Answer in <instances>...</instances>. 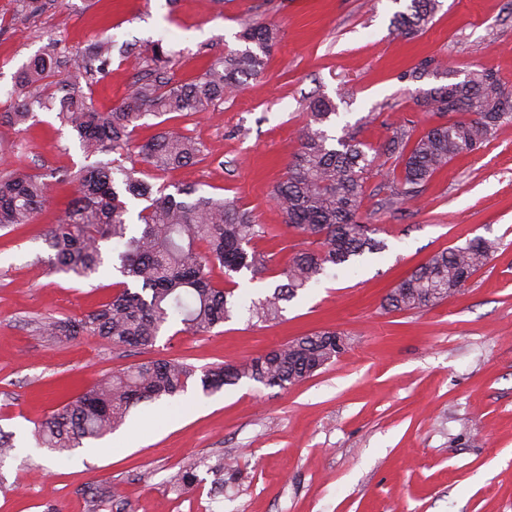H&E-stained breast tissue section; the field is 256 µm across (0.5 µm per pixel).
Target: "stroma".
<instances>
[{
  "instance_id": "1",
  "label": "stroma",
  "mask_w": 512,
  "mask_h": 512,
  "mask_svg": "<svg viewBox=\"0 0 512 512\" xmlns=\"http://www.w3.org/2000/svg\"><path fill=\"white\" fill-rule=\"evenodd\" d=\"M409 0H41L38 12L0 0V112L13 73L46 43L85 49L114 35L100 111L124 96L154 42L190 80L237 48L243 23L277 25L264 75L201 113L170 114L167 127L204 148L202 161L145 169L168 192L184 185L236 199L267 228L253 241L277 266L302 248L272 192L298 146L310 101L323 93L342 126L377 147L392 127L415 134L444 123L421 111L417 91L494 71L512 91V0H442L427 29L390 33ZM428 69L421 79L409 71ZM56 110L33 126L0 124V176L22 170L55 182L92 165ZM381 157L365 183L361 216L387 248L356 273L327 272L287 302L281 320L240 312L206 334L167 327L154 347L117 348L92 337L39 335L42 318H78L111 297L112 278L58 275L40 258L60 215L47 203L36 223L0 229V430L15 449L0 461V512H512V124L438 172L417 201L395 193ZM481 237L494 249L459 292L424 310L383 309L385 295L419 263ZM319 328L347 350L285 389L248 382L211 395L200 384L165 403L143 402L96 447L59 457L33 431L68 397L127 367L176 358L203 371L236 363ZM231 464L224 478L215 464ZM197 464L198 483L174 478Z\"/></svg>"
}]
</instances>
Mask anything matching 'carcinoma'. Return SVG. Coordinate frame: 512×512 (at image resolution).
I'll list each match as a JSON object with an SVG mask.
<instances>
[{
  "instance_id": "carcinoma-1",
  "label": "carcinoma",
  "mask_w": 512,
  "mask_h": 512,
  "mask_svg": "<svg viewBox=\"0 0 512 512\" xmlns=\"http://www.w3.org/2000/svg\"><path fill=\"white\" fill-rule=\"evenodd\" d=\"M440 6V0H410L407 11L394 15L392 33L418 35ZM237 40L241 47L225 51L191 81L174 80L171 52L154 43L145 75L130 84L121 105L110 112L97 111L89 89L107 72L112 37L67 56L51 39L13 74L8 91L13 111L0 113L1 124L25 125L35 109L57 103L61 123L86 152L100 156L94 165L59 178L76 191L46 231L47 256L41 261L56 274L81 280H94L107 268L122 277L113 284L111 298L83 317H45L40 326L44 334L65 340L91 336L118 347L146 349L171 324L182 325L185 332L209 333L231 318L236 304L234 290L212 283L211 266L219 264L230 283L244 271L258 277L269 270L271 259L251 247L264 233L263 225L235 200L206 196L193 185L168 193L142 178L141 169L116 167L107 159L112 153L132 154L155 170L201 159L202 145L176 129L161 128L143 141L136 131L148 115L208 112L234 95L243 80L263 74L277 30L256 21ZM419 103L427 112L452 118L418 137L409 124H400L385 141L383 151L402 164L398 194L406 201L417 200L455 157L478 150L500 125L512 123V92L488 69L425 90ZM336 115L332 99L320 95L310 102L287 177L273 191L288 227L316 247L296 252L278 272L285 282L251 300L248 312L260 321L281 319L283 303L326 271L386 249L375 238L379 228L360 217L365 182L378 154L353 132L337 138L328 134ZM46 200L40 177L21 171L1 176L0 228L35 223ZM490 252L492 243L474 238L432 255L387 293L383 308L421 310L438 304L482 269ZM336 336L334 330H317L261 356L216 365L200 376L193 365L178 359L134 364L68 398L37 425L34 440L38 447L58 452L80 448L120 428L132 407L174 398L196 378L206 394L243 380L286 389L334 362L337 349L346 346Z\"/></svg>"
}]
</instances>
